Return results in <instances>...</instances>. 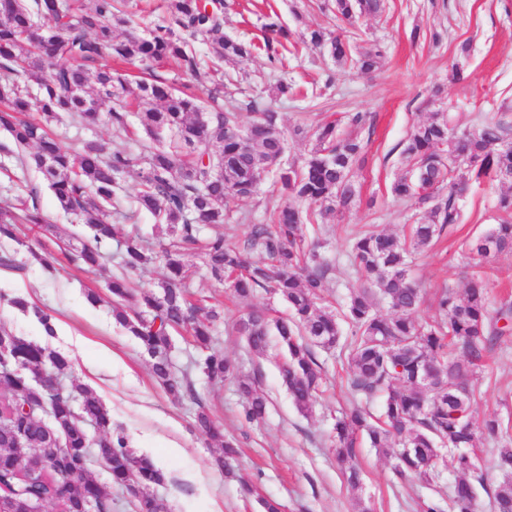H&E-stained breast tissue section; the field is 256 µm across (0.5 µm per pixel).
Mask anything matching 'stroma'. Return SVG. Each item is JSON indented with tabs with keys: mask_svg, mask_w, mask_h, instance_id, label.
<instances>
[{
	"mask_svg": "<svg viewBox=\"0 0 512 512\" xmlns=\"http://www.w3.org/2000/svg\"><path fill=\"white\" fill-rule=\"evenodd\" d=\"M324 2L225 0V35L252 41L256 50L248 59L225 64L224 69L238 76L236 98L255 97L279 112L288 158L298 163L315 145L313 129L318 122L336 121L338 131L345 135L352 131L349 114L368 116L366 126L357 132L364 145L363 161L355 169L360 204L330 223L305 226L307 239L322 242L321 253L333 267L323 304L336 310L350 289L363 284L350 260L352 232L373 224L380 231L404 237L415 221L413 210L394 200L391 193L393 182L408 167L401 150L412 125L442 107L453 113L459 127L471 128L482 118L494 116L501 104L512 106V0H386L379 17L364 21L350 35L353 51L373 43L384 51L379 70L369 75L359 72L353 62L335 63L326 52L304 41L307 29L333 26V11ZM271 13L277 14L290 34L291 51L284 65L288 79L301 93L297 99L276 96L272 90L270 64L261 48L263 26ZM465 41L471 48L463 56L458 47ZM193 45L203 61L197 73L181 72L168 62L156 64L154 72L175 87L187 85L203 96L217 79L206 66L213 51L200 36ZM455 68L463 72L464 82L450 81ZM51 128L66 144L94 140L109 151L140 150L136 139L115 138L105 118L96 126L82 127L63 113ZM137 185L133 171L122 182L124 205L134 214L126 230L139 232L155 245L169 243V236L157 231L155 217L137 210L133 202ZM31 187L37 191L49 228L35 236L28 228H20L18 241L0 245V254L12 260L11 266H0V323L29 339L38 338V325L6 301L7 295L16 292L31 293L36 303L53 311L61 328L52 344L69 354L71 380L90 387L108 405L130 450L145 451L164 469L166 482L156 492L166 499L171 512H262L264 498L280 502L282 512H357L362 505L371 512H421L425 500L433 501L439 512H456L451 468H443L428 485L400 479L394 472L396 451L392 448L382 452L362 446L363 483L351 489L333 454L334 418L352 402L346 367L337 353L319 352L324 391L311 412L303 414L280 384L278 352L251 356L244 340L228 325L219 327L214 347L240 362L244 372L258 376L269 400L263 422L245 421L234 386L206 382L196 368L199 354L188 336L175 334L172 355L176 370L191 375L197 391L223 424L225 435L238 448L229 471L217 469L213 443L193 428L194 404L172 399L155 382L149 357L113 324L109 302L93 307L85 299L89 289L106 294L107 282L119 274L116 247L107 248L102 269L86 272L66 263L55 279H46L30 263L27 241L38 238L42 252L56 257L63 247L80 246L86 228L59 209L41 173L22 171L0 155V200L24 194ZM261 187V198L229 202L230 219L224 226L227 242L242 241L250 224L268 222L265 201L279 198L280 192L267 172L261 176ZM501 190L496 182L472 186L465 199L466 223L415 253L410 276L423 290L422 318L436 316L441 289L463 294L476 275L484 279L495 303L512 304V252L485 262L465 250L467 239L494 228ZM475 387L478 418L494 416L512 422V338L487 355Z\"/></svg>",
	"mask_w": 512,
	"mask_h": 512,
	"instance_id": "35a3bbf8",
	"label": "stroma"
}]
</instances>
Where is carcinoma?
Masks as SVG:
<instances>
[{
  "instance_id": "obj_1",
  "label": "carcinoma",
  "mask_w": 512,
  "mask_h": 512,
  "mask_svg": "<svg viewBox=\"0 0 512 512\" xmlns=\"http://www.w3.org/2000/svg\"><path fill=\"white\" fill-rule=\"evenodd\" d=\"M126 4L95 0L92 9L78 13L72 0H0V128L14 144L0 151L12 155L23 170L35 166L60 210L87 226L89 240L64 254L68 262L96 271L106 259L103 247L114 240L120 244L121 274L107 283L113 323L138 340L151 359L154 380L168 395L195 404L196 430L221 442L215 465L224 468V458L235 449L224 440L193 381L174 373L172 332L187 330L204 354L201 371L208 382L237 386L246 398L247 421L264 417L267 399L258 377L242 374L212 348L224 322V304L202 315L182 288L190 276L184 250L196 246L206 229L203 265L214 279L240 301L260 289L287 303L286 316L271 318L264 309H250L234 328L254 355L264 357L273 346L282 353V384L299 412L308 414L320 391L318 348L340 349L353 395L382 398L378 418L359 403L336 418V460L349 485L361 484L357 448L365 437L372 448L399 445L396 473L423 484L439 474L444 456H450L458 512H473L476 482L492 512H512V426L496 417L477 420L476 391L470 385L478 363L512 333V306L490 312L487 286L475 281L462 297L443 292L440 318L422 322L420 289L409 277L412 251L436 243L446 226L464 223V194L486 181L507 184L509 191L498 197L496 227L470 240L467 248L482 259L512 251V115L502 112L473 130H461L451 113L438 109L413 127L401 151L408 169L391 192L423 216L412 225L408 241L373 225L353 236L351 254L367 286L351 293L337 313L320 305L330 266L319 253L320 243L306 240L298 207L272 205L270 223L249 225L245 240L231 244L224 237L226 206L231 199L260 195V175L272 171L286 196L306 203L323 222L334 218L359 198L353 168L360 141L339 135L336 124L328 122L314 132L315 147L301 166L286 161L278 113L254 98L245 104L224 98V84L237 78L222 67L216 68L220 77L205 99L172 87L153 72L154 63L170 59L186 72L197 70L186 34L209 40L220 62L252 55L255 45L224 35V0H169V19L145 36L119 39L114 29L128 23ZM335 4L336 16L350 25L384 8L383 0ZM304 38L337 62L348 59L349 44L341 34L319 27ZM106 55L138 67L141 79L133 83L125 71L99 66ZM381 58L382 50L373 44L356 64L372 73ZM103 106L119 136L129 132L127 113L138 109L147 138L139 154L108 153L95 141L63 146L51 137L48 125L59 114L91 126L99 122ZM33 109L40 118L26 117ZM28 148L34 153L25 154ZM135 167L138 208L174 235L159 253L120 224L131 215L123 210L117 190ZM18 223L44 224L32 191L0 206V240L17 239ZM28 250L45 274L55 275L59 259L32 246ZM159 258L167 271L161 291L133 287V279ZM379 299L389 306L390 316L376 312ZM7 302L36 322L45 340L35 342L0 326V497L43 502L54 512H85L88 504L95 512H112L115 487L132 512H168L165 499L153 492L165 484L163 469L152 458L131 452L112 425L111 410L88 387L35 382L43 374L57 376L72 368L67 354L49 343L57 336L54 315L23 296ZM343 322L351 327L346 339ZM486 434L499 442L494 468L500 479L489 488L473 456ZM94 463L105 466L110 484L92 476Z\"/></svg>"
}]
</instances>
